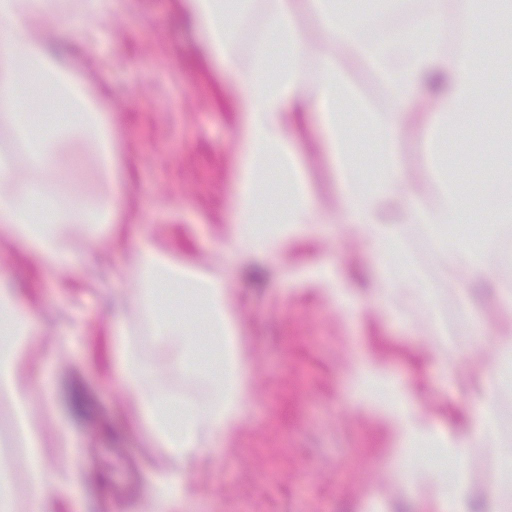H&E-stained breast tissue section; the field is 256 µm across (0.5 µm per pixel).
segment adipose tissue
<instances>
[{"instance_id": "adipose-tissue-1", "label": "adipose tissue", "mask_w": 512, "mask_h": 512, "mask_svg": "<svg viewBox=\"0 0 512 512\" xmlns=\"http://www.w3.org/2000/svg\"><path fill=\"white\" fill-rule=\"evenodd\" d=\"M270 3L266 22L242 62L235 31L226 23L227 14L233 12L246 20L242 0H180L182 16L205 36L204 63L232 69L247 92L230 243L240 251L269 256L314 224L318 204L292 136L295 113L313 110L341 186L340 230L346 237L368 241L379 258V303L395 298L406 304L438 303L388 212L389 206L397 205L407 219L428 225L436 262L448 272L465 273L459 289L461 333L468 338L464 353H478L487 326L473 311V286L491 283L500 311L512 318V254L494 261L487 253L499 225L512 223V194L499 190L500 183L512 180V50L499 41L482 45L476 38L489 19L500 18L501 0H465L463 10L455 14L447 13L443 0H429L427 10L410 28L377 42L357 40V32L374 19L356 0H347L342 7L336 0ZM113 7V0H76L71 9L62 0H0V125L7 127L12 140L11 148H0V239L23 244L41 265L59 272L72 265L75 237L98 246L103 231L119 222L124 181L117 157L119 130L108 119L101 89L84 76L67 51L44 37L37 20L51 13L64 29L73 24L75 14L105 19ZM306 14L313 15L314 26L301 25ZM451 28L464 34L452 56L441 47ZM340 43L352 45L356 56L400 100L411 97L421 83L444 77L436 110L425 125V142L438 180L434 201H427L422 189L407 181L393 132L368 109L337 67L334 57ZM311 50L322 61L323 78L316 84L304 82L299 65ZM491 98L497 100L498 111H482V104ZM350 111L360 116L362 130L374 134L375 176H368L353 158V135L346 128ZM74 139L95 152L112 183L109 198L92 204L80 198L62 202L47 194L42 175ZM479 141L501 142L502 149L494 161L475 169L473 197L468 200L445 173L464 159V146ZM123 274L137 285L136 314L156 344L175 354L183 374L205 385L199 396L151 387L133 331L123 328L118 347L120 381L136 396L137 419L163 451L170 483L180 485L203 449L219 435L233 432L249 395L245 358L234 327L236 300L223 274L187 268L145 242ZM174 289L186 307L201 316L203 330L172 314L169 295ZM35 328L17 293L0 285V391L11 396L30 448L34 494L29 512H49L46 492L60 487L64 478L42 456L31 415V389L22 372ZM486 362L483 398L465 433L454 442L462 450L454 475L435 471L427 476L435 488L438 512H454L457 498L468 488L465 449L494 446L495 396L502 368L512 363L511 334L498 333Z\"/></svg>"}]
</instances>
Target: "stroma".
Instances as JSON below:
<instances>
[{"mask_svg":"<svg viewBox=\"0 0 512 512\" xmlns=\"http://www.w3.org/2000/svg\"><path fill=\"white\" fill-rule=\"evenodd\" d=\"M51 35L109 97L123 130L126 172L123 224L101 248L77 247L73 271L45 268L15 244L0 250V272L37 317L26 376L43 452L73 479L71 488L52 492V512H150L165 492L175 512H365L377 490L379 512H433L391 479L397 442L374 405L393 401V387L401 385L444 433L457 437L479 401L483 364L466 358L447 366L429 330V309L415 306L404 320L375 300L369 246L343 238L332 214L340 188L320 147L316 114H299L294 134L323 206L318 224L276 256L233 253L224 241L234 218L242 115L229 103L243 93L233 76L202 64L200 35L179 21L175 0H123L110 19L81 18ZM356 87L382 118L400 109L414 113L399 131L403 166L412 183L433 187L421 122L431 98L415 96L400 106L382 81L360 80ZM74 151L85 156L82 172L72 175L71 153L62 154L50 191L89 200L109 193L92 151L80 143ZM402 234L434 285L441 318L455 324V277L435 264L424 225H403ZM142 239L196 268L224 269L239 301L249 359L252 390L241 422L201 454L176 488L162 472L161 449L135 418L134 396L117 383L114 349L136 291L112 274ZM321 272L340 273L338 299L318 291ZM134 329L156 370L154 383L176 394L195 392L147 327ZM469 458L475 479L458 512L478 505L512 512V500L486 495L482 477L500 466L494 451L482 448ZM0 477L14 486V512H27L25 442L12 402L1 394Z\"/></svg>","mask_w":512,"mask_h":512,"instance_id":"1","label":"stroma"}]
</instances>
